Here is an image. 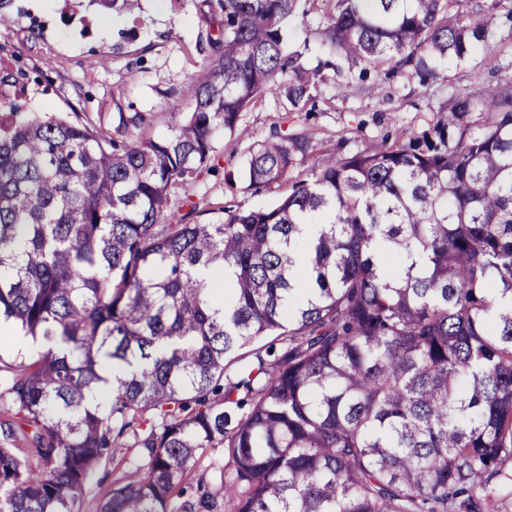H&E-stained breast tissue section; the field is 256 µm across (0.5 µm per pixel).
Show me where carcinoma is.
<instances>
[{"label":"carcinoma","instance_id":"cac0c4a2","mask_svg":"<svg viewBox=\"0 0 512 512\" xmlns=\"http://www.w3.org/2000/svg\"><path fill=\"white\" fill-rule=\"evenodd\" d=\"M132 15L139 0H96ZM326 59L285 50L305 0H218L219 54L189 87L193 112L151 138L150 112L112 131L0 102V321L40 344L0 354V512H74L112 443L131 430L148 468L100 512H509L512 508V79L460 92L485 124L323 154L313 134L249 150L253 194L190 221L175 190L209 168L213 133L281 93L316 107L378 75L427 89L445 64L492 47L497 0L466 23L461 0H322ZM323 224L293 286L292 244ZM265 336L224 384L225 361ZM137 366L112 385L105 365ZM99 393L93 403L90 396ZM227 444L223 491L171 495L199 451Z\"/></svg>","mask_w":512,"mask_h":512}]
</instances>
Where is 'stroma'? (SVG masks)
<instances>
[{
  "label": "stroma",
  "mask_w": 512,
  "mask_h": 512,
  "mask_svg": "<svg viewBox=\"0 0 512 512\" xmlns=\"http://www.w3.org/2000/svg\"><path fill=\"white\" fill-rule=\"evenodd\" d=\"M308 13L288 22L289 49L309 46V61L320 56L315 30L321 0H308ZM14 21L0 27V75L25 87L26 107L37 112L87 114L111 118L116 112H150L152 136L168 134L171 126L192 112L186 89L208 63L209 40L222 36L223 16L211 0H141L132 16L99 11L88 0H10ZM512 0H501L494 20L498 39L492 52H476L467 62L449 64L444 80L429 88L399 77L383 80L382 91L370 95L357 89L349 98H331L317 112L289 111L280 95H266L242 113L234 137L216 132L212 171L178 188L185 205H199L197 219L211 220L224 203L244 208L272 205L285 192L273 187L255 195L243 188L247 149L273 130L316 133V154L355 152L363 144L409 129L423 133L436 123L456 135L457 120L448 105L463 90L503 82L507 71L498 58L512 57ZM125 434L106 454L75 505L76 512H100L101 503L145 460Z\"/></svg>",
  "instance_id": "stroma-1"
}]
</instances>
